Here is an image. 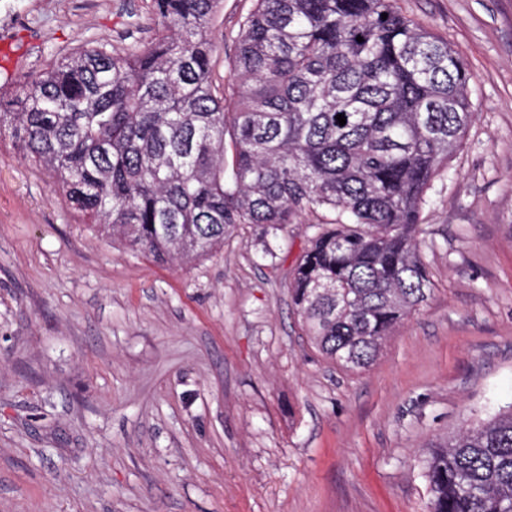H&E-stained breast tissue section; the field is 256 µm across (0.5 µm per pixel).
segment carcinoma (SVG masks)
Listing matches in <instances>:
<instances>
[{
    "mask_svg": "<svg viewBox=\"0 0 512 512\" xmlns=\"http://www.w3.org/2000/svg\"><path fill=\"white\" fill-rule=\"evenodd\" d=\"M218 4L153 0L149 42L62 54L0 103V133L86 220L157 261L324 213L293 302L325 359L366 369L431 290L414 233L473 116L467 69L393 0H256L220 87ZM424 476L430 512H512V404L434 446Z\"/></svg>",
    "mask_w": 512,
    "mask_h": 512,
    "instance_id": "1",
    "label": "carcinoma"
}]
</instances>
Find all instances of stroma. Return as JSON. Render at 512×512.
Returning <instances> with one entry per match:
<instances>
[{
	"label": "stroma",
	"instance_id": "obj_1",
	"mask_svg": "<svg viewBox=\"0 0 512 512\" xmlns=\"http://www.w3.org/2000/svg\"><path fill=\"white\" fill-rule=\"evenodd\" d=\"M255 0H221L224 84ZM470 75L473 119L416 240L433 285L366 370L291 297L313 216L158 264L85 223L0 135V512H429V446L512 404V0H396ZM0 95L90 43L134 49L152 0H0Z\"/></svg>",
	"mask_w": 512,
	"mask_h": 512
}]
</instances>
